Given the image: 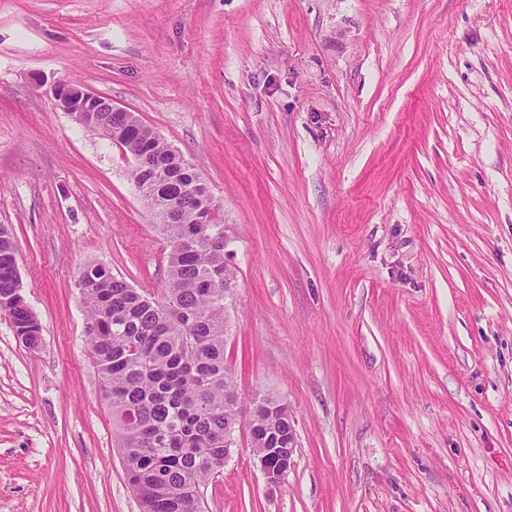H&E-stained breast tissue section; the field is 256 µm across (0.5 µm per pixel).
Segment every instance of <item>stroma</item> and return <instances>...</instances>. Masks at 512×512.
Listing matches in <instances>:
<instances>
[{
	"label": "stroma",
	"instance_id": "stroma-1",
	"mask_svg": "<svg viewBox=\"0 0 512 512\" xmlns=\"http://www.w3.org/2000/svg\"><path fill=\"white\" fill-rule=\"evenodd\" d=\"M133 112L224 204L247 422L205 512H512V0H0V224L42 327L0 313V512H140L80 269L162 295L132 158L57 83ZM266 396L254 399L257 406V414L253 422L254 427L250 431L251 447L257 454L260 468L269 483H278L284 478L293 464L294 448H288V432L291 430L289 419L282 417L280 409L275 403L283 405L288 410V404L278 398ZM252 401V402H253ZM288 448V458L281 459V449ZM259 455H264L268 460Z\"/></svg>",
	"mask_w": 512,
	"mask_h": 512
}]
</instances>
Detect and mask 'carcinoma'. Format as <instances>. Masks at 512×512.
I'll use <instances>...</instances> for the list:
<instances>
[{
    "mask_svg": "<svg viewBox=\"0 0 512 512\" xmlns=\"http://www.w3.org/2000/svg\"><path fill=\"white\" fill-rule=\"evenodd\" d=\"M83 127L117 138L142 163L131 170L155 223L170 244L166 288L156 298L87 264L78 276L86 309L90 355L112 409L126 474L142 512H204L203 493L224 467V434L238 419L231 374L224 363L223 206L184 157L174 158L132 113L74 112ZM201 215L206 223H190ZM194 225L198 237L181 239ZM0 311L28 347L41 325L20 293L12 231L0 224ZM251 447L276 465L288 447L289 419L272 401L255 399Z\"/></svg>",
    "mask_w": 512,
    "mask_h": 512,
    "instance_id": "carcinoma-1",
    "label": "carcinoma"
}]
</instances>
